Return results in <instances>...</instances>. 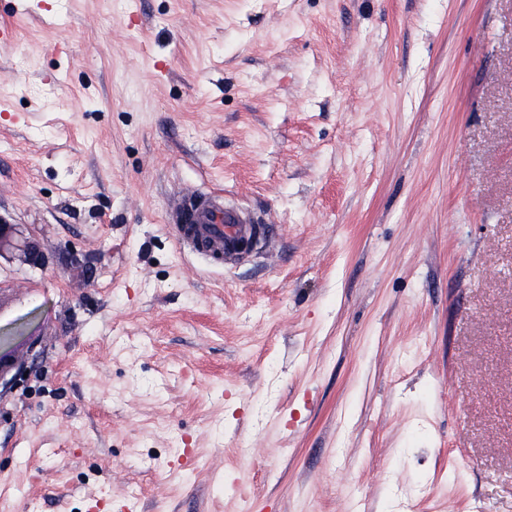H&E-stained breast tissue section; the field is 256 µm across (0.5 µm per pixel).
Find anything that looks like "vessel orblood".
<instances>
[{
	"label": "vessel or blood",
	"mask_w": 512,
	"mask_h": 512,
	"mask_svg": "<svg viewBox=\"0 0 512 512\" xmlns=\"http://www.w3.org/2000/svg\"><path fill=\"white\" fill-rule=\"evenodd\" d=\"M167 224L180 246L216 266L241 262L246 244L267 249L273 242L251 211L193 188L171 203Z\"/></svg>",
	"instance_id": "vessel-or-blood-1"
}]
</instances>
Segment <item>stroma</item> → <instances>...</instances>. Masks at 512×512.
<instances>
[{"label": "stroma", "instance_id": "1", "mask_svg": "<svg viewBox=\"0 0 512 512\" xmlns=\"http://www.w3.org/2000/svg\"><path fill=\"white\" fill-rule=\"evenodd\" d=\"M0 512H512V0H0ZM194 187L274 227L213 268ZM16 224H5L0 218V257L4 250L16 253L23 262L32 266L41 265L43 255L38 243L20 231ZM29 323H11L2 326L0 323V385L4 381L5 385H14L17 381L18 373H15L10 379H5L9 370L14 364V354L18 347L27 343L33 344L35 336H39L36 330H30ZM8 359H3L4 356Z\"/></svg>", "mask_w": 512, "mask_h": 512}]
</instances>
